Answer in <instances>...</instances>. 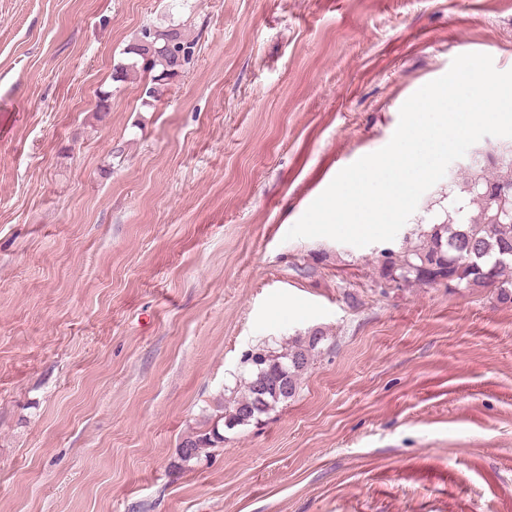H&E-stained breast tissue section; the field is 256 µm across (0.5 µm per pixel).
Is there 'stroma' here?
I'll list each match as a JSON object with an SVG mask.
<instances>
[{"instance_id":"stroma-1","label":"stroma","mask_w":512,"mask_h":512,"mask_svg":"<svg viewBox=\"0 0 512 512\" xmlns=\"http://www.w3.org/2000/svg\"><path fill=\"white\" fill-rule=\"evenodd\" d=\"M150 21L197 42L158 101L112 79ZM475 50L512 70V0H0V512H512V304L378 282L512 138L392 241L286 237ZM315 327L298 395L182 468ZM329 341L327 332L315 328L304 336H297L281 350L267 345L257 347L248 355L250 365L247 377L240 376L239 385L230 391L224 405L220 402L216 409L187 435L179 445L180 461L186 465L197 463L210 448H218L224 443L220 426L227 430L250 423H259L279 404L294 398L300 389L301 378L308 372L315 353H321L322 345ZM288 386V391L282 390ZM264 394L266 390H275Z\"/></svg>"}]
</instances>
